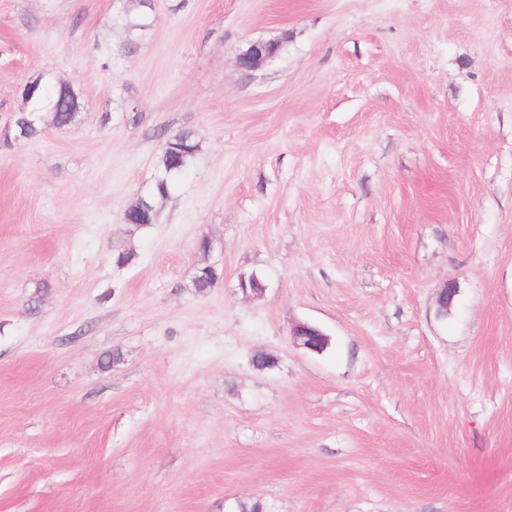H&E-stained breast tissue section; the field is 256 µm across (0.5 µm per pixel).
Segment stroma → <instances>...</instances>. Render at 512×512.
Listing matches in <instances>:
<instances>
[{
	"label": "stroma",
	"mask_w": 512,
	"mask_h": 512,
	"mask_svg": "<svg viewBox=\"0 0 512 512\" xmlns=\"http://www.w3.org/2000/svg\"><path fill=\"white\" fill-rule=\"evenodd\" d=\"M137 8L0 0V134L82 101L0 147V512H512V0H154L120 53ZM151 14L144 10L136 16H125V26L129 34V38L122 46L124 53H132L138 47V38L140 34L149 29L152 24ZM279 49L280 44L276 41H252L246 49L239 51L235 62L239 70L250 73L267 59L273 57ZM34 84L27 85L29 95L34 93L31 100L32 108L36 111L29 112V117L40 119V112H52L54 122L59 127L75 124L77 118L74 112H70L74 106L81 107L79 94L65 85L42 82L36 78ZM160 137L162 143L169 142V146L161 147L158 158L159 174L151 190L143 195L144 210L125 212V224L138 226L146 221H155L158 216V202L169 196L172 185L188 169L201 148L200 141L191 131L185 130L172 135L161 133ZM296 345L312 353H323L329 344V337L320 328L307 322H298L292 329Z\"/></svg>",
	"instance_id": "35a3bbf8"
}]
</instances>
